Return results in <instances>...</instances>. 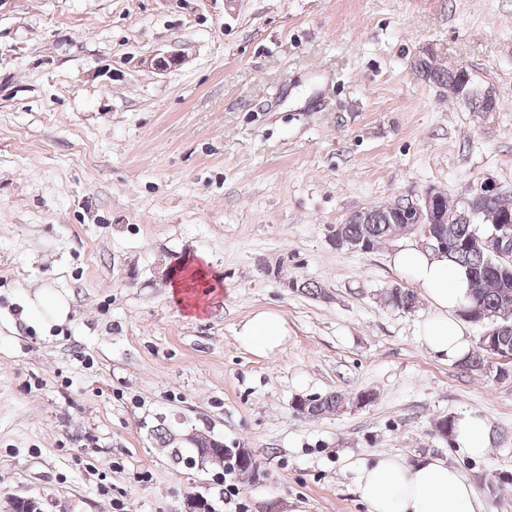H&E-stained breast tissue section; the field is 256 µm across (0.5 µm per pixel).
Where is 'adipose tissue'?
Here are the masks:
<instances>
[{"instance_id": "1", "label": "adipose tissue", "mask_w": 512, "mask_h": 512, "mask_svg": "<svg viewBox=\"0 0 512 512\" xmlns=\"http://www.w3.org/2000/svg\"><path fill=\"white\" fill-rule=\"evenodd\" d=\"M393 262L410 274L432 309L418 329L421 344L443 361L465 358L471 342L459 317L468 303L464 273L447 258L417 245L398 250ZM287 335L288 324L274 309L253 313L236 331L242 346L258 356L274 353ZM451 438L472 459L486 455L491 446L488 425L475 413L456 419ZM354 469L355 491L369 512H483L475 484L444 458L429 455L409 462L397 455H379L355 463Z\"/></svg>"}]
</instances>
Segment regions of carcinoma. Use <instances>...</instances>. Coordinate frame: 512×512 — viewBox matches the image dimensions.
Segmentation results:
<instances>
[{"label": "carcinoma", "mask_w": 512, "mask_h": 512, "mask_svg": "<svg viewBox=\"0 0 512 512\" xmlns=\"http://www.w3.org/2000/svg\"><path fill=\"white\" fill-rule=\"evenodd\" d=\"M423 81L439 85H467L471 88L468 106L481 119H486L488 105L483 98V89L471 80L468 71L455 72L438 65L431 57L418 60L413 67ZM440 207L446 213V221L438 228L448 240V248L432 247L431 251L441 253L457 266L462 267L469 277V302L461 316L470 313L479 319L483 327L475 346L468 355L458 362V367L471 372L493 376L498 381L512 380V366L491 364V359L512 351V304H504V296H512V261L496 254V248L486 243L493 234L495 221L502 215H512V201L503 192L486 196L478 201L477 213L466 218L464 207L449 203L444 193H439ZM413 217L412 198L405 195L391 212L378 205L351 214L342 228L346 238L362 240L368 250H373L385 241L400 235L407 222ZM385 301L404 312L415 310L418 297L412 288H389ZM345 395L331 393L325 397L306 401L299 408L302 415L318 418L335 413ZM153 434L160 447L168 450L173 465H186L202 451L211 456L210 465L224 466L226 452L222 448H211L208 443L189 450L172 439L170 428L161 423L155 426Z\"/></svg>", "instance_id": "cac0c4a2"}]
</instances>
